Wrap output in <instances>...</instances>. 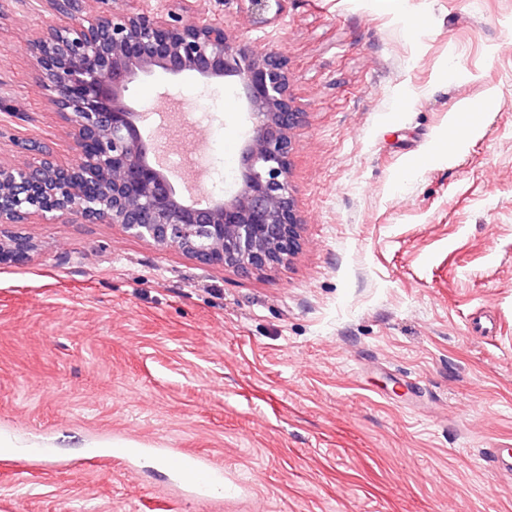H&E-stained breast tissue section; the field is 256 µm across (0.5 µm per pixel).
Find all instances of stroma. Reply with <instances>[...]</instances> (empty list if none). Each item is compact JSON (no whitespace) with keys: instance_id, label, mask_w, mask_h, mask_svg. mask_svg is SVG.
<instances>
[{"instance_id":"obj_1","label":"stroma","mask_w":512,"mask_h":512,"mask_svg":"<svg viewBox=\"0 0 512 512\" xmlns=\"http://www.w3.org/2000/svg\"><path fill=\"white\" fill-rule=\"evenodd\" d=\"M53 2L0 0L6 163L28 139L75 160L31 77ZM90 7L199 14L287 58L301 247L244 275L118 224H22L33 260L0 265V512H512L489 463L512 448V0H288L264 26L246 0ZM233 84L158 71L126 99L151 134L189 102L183 137L217 169L244 128ZM122 444L146 454L86 464ZM181 451L223 492L169 477Z\"/></svg>"}]
</instances>
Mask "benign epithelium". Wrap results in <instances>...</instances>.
Masks as SVG:
<instances>
[{
	"instance_id": "benign-epithelium-1",
	"label": "benign epithelium",
	"mask_w": 512,
	"mask_h": 512,
	"mask_svg": "<svg viewBox=\"0 0 512 512\" xmlns=\"http://www.w3.org/2000/svg\"><path fill=\"white\" fill-rule=\"evenodd\" d=\"M247 2L253 22L266 25L288 0ZM31 57L33 79L70 127L76 161L58 163L32 140L26 163H0V265L33 259V241L5 227L34 217L119 224L159 249L245 275L298 252L304 220L289 164L305 112L281 53L231 41L223 24L204 17L180 25L147 11H86L34 41ZM156 70L206 82L237 78L248 128L233 192L205 204L188 201L156 164L159 145L144 136L142 113L125 97L130 83Z\"/></svg>"
}]
</instances>
